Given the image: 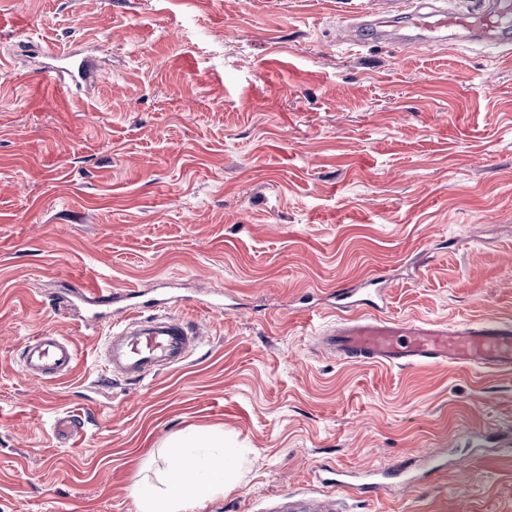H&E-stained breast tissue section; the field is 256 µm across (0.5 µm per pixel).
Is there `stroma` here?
<instances>
[{"label": "stroma", "instance_id": "1", "mask_svg": "<svg viewBox=\"0 0 512 512\" xmlns=\"http://www.w3.org/2000/svg\"><path fill=\"white\" fill-rule=\"evenodd\" d=\"M393 0H0V512H136L135 482L223 431L238 486L200 512H273L321 467L458 466L345 512H512V373L339 361L336 289L384 277L396 325L512 320V59L480 44L359 52L337 25ZM50 49L98 80L60 105ZM170 281L204 343L180 368L105 380L107 323L69 284ZM225 296V310L197 298ZM71 340L67 376L19 368ZM80 414L78 447L51 432ZM76 358L72 342L51 332H43L24 346L21 366L28 378L57 379L70 372Z\"/></svg>", "mask_w": 512, "mask_h": 512}]
</instances>
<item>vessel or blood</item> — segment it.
I'll use <instances>...</instances> for the list:
<instances>
[{
  "mask_svg": "<svg viewBox=\"0 0 512 512\" xmlns=\"http://www.w3.org/2000/svg\"><path fill=\"white\" fill-rule=\"evenodd\" d=\"M396 3L399 14L407 19L408 33H392L386 20L378 18L343 27L339 44L353 49L387 40L406 49L429 41L458 44L475 38L492 56L512 55V0H475L466 11L452 6L425 11L415 0ZM50 56L54 95L70 98L93 79L91 64L78 53L54 50ZM67 295L86 307L92 322L103 319L115 299L125 302L104 343L105 374L139 380L169 371L185 364L200 343L199 329L175 312L173 299L165 294L147 297L136 289L117 294L104 286L79 285L68 289ZM382 299L377 288L338 289L331 309L345 319L324 332V348L338 359L369 364H448L512 371L511 321L491 320L463 329L396 326L367 315V308L377 307ZM76 358L72 342L44 332L26 343L21 362L26 377L56 379L70 372ZM82 432L81 417L69 412L60 413L53 425L54 436L64 445L74 444Z\"/></svg>",
  "mask_w": 512,
  "mask_h": 512,
  "instance_id": "1",
  "label": "vessel or blood"
}]
</instances>
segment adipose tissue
I'll return each instance as SVG.
<instances>
[{
	"mask_svg": "<svg viewBox=\"0 0 512 512\" xmlns=\"http://www.w3.org/2000/svg\"><path fill=\"white\" fill-rule=\"evenodd\" d=\"M184 449V463L167 473L160 484H135L137 512H198L206 502L239 481V463L234 451L226 449L222 436L196 433L174 442Z\"/></svg>",
	"mask_w": 512,
	"mask_h": 512,
	"instance_id": "obj_1",
	"label": "adipose tissue"
}]
</instances>
